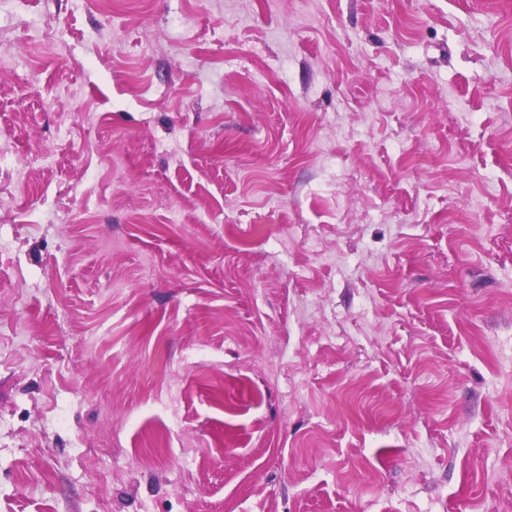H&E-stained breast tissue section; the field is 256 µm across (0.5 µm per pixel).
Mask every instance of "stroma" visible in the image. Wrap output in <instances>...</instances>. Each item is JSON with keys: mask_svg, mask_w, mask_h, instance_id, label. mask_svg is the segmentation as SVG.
<instances>
[{"mask_svg": "<svg viewBox=\"0 0 512 512\" xmlns=\"http://www.w3.org/2000/svg\"><path fill=\"white\" fill-rule=\"evenodd\" d=\"M0 512H512V0H0Z\"/></svg>", "mask_w": 512, "mask_h": 512, "instance_id": "35a3bbf8", "label": "stroma"}]
</instances>
